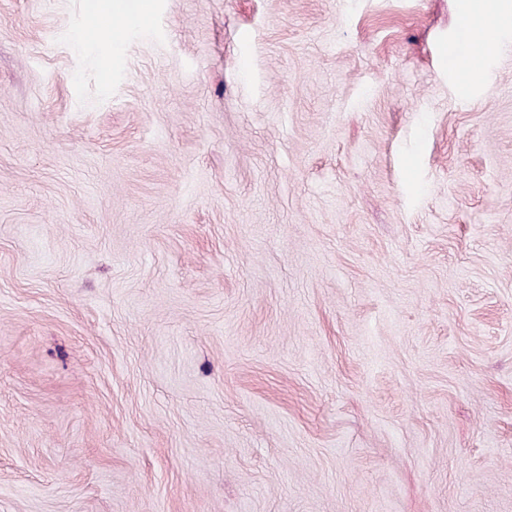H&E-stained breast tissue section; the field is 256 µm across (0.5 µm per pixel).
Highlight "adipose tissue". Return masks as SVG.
<instances>
[{"mask_svg":"<svg viewBox=\"0 0 512 512\" xmlns=\"http://www.w3.org/2000/svg\"><path fill=\"white\" fill-rule=\"evenodd\" d=\"M510 26L512 0H470L469 10L463 22V32L471 49L469 53L455 58L461 74V87L466 88L480 81L487 36H495L500 50L512 49V42L505 38V30Z\"/></svg>","mask_w":512,"mask_h":512,"instance_id":"obj_1","label":"adipose tissue"}]
</instances>
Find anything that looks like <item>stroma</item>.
Returning <instances> with one entry per match:
<instances>
[{
  "mask_svg": "<svg viewBox=\"0 0 512 512\" xmlns=\"http://www.w3.org/2000/svg\"><path fill=\"white\" fill-rule=\"evenodd\" d=\"M109 4L0 0V512H512V57Z\"/></svg>",
  "mask_w": 512,
  "mask_h": 512,
  "instance_id": "35a3bbf8",
  "label": "stroma"
}]
</instances>
